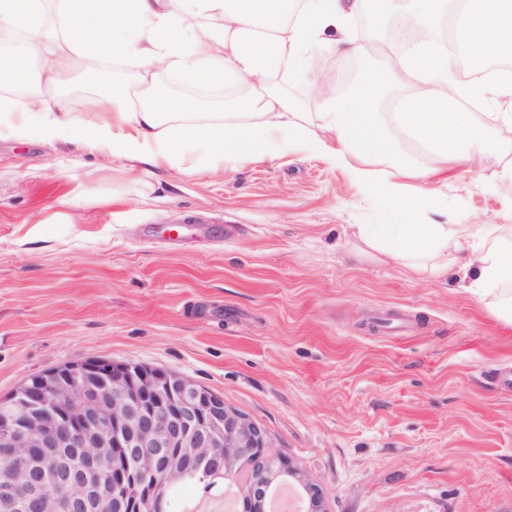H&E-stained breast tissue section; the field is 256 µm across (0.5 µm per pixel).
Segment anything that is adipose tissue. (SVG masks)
Here are the masks:
<instances>
[{
	"instance_id": "obj_1",
	"label": "adipose tissue",
	"mask_w": 512,
	"mask_h": 512,
	"mask_svg": "<svg viewBox=\"0 0 512 512\" xmlns=\"http://www.w3.org/2000/svg\"><path fill=\"white\" fill-rule=\"evenodd\" d=\"M412 0V13L437 22L450 19L464 40L445 45L428 38L411 42L387 66L383 80L403 88L392 116L374 110L370 86L348 101L326 99L318 121L284 99L265 93L271 71L296 72L327 33H339L342 53L362 51L351 23L362 0H56L58 26L38 33L37 0H0V28L28 31L24 55L0 53V138L80 139L113 158L173 170L211 168L227 159L276 157L310 149L345 169L361 188H378L387 221L354 227V252L389 259L423 281L461 275L463 288L504 325L512 326V225L422 224L412 221L435 183H447L476 166L492 167L512 185V140L489 135L491 126L512 128V113L492 124L467 108H449V98L512 97V79L467 84L454 64L512 56V0ZM201 17H220L224 30H197ZM113 57L159 68L189 79L218 84L240 81L255 90L245 112H228L223 122H202L190 102L156 95L134 108L125 91L105 88L99 106L105 120L68 110L49 100L70 55ZM38 91H29L31 81ZM336 134L328 144L323 131ZM421 153L409 151V144ZM381 164L372 179L369 164Z\"/></svg>"
}]
</instances>
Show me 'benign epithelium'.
<instances>
[{
	"label": "benign epithelium",
	"instance_id": "benign-epithelium-1",
	"mask_svg": "<svg viewBox=\"0 0 512 512\" xmlns=\"http://www.w3.org/2000/svg\"><path fill=\"white\" fill-rule=\"evenodd\" d=\"M46 448L40 463L24 452L0 472V512H167L165 491L197 472L235 475L253 462L242 489L247 512H263L286 474L321 512V490L285 458L268 452L265 432L210 390L181 374L91 358L55 367L0 400V444ZM74 448L80 464L56 452ZM28 475L20 490L12 470Z\"/></svg>",
	"mask_w": 512,
	"mask_h": 512
}]
</instances>
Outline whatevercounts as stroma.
<instances>
[{
    "label": "stroma",
    "mask_w": 512,
    "mask_h": 512,
    "mask_svg": "<svg viewBox=\"0 0 512 512\" xmlns=\"http://www.w3.org/2000/svg\"><path fill=\"white\" fill-rule=\"evenodd\" d=\"M343 55L314 47L273 90L320 112ZM124 87H199L122 62ZM414 218L512 224V189L473 169ZM378 197L312 151L184 173L59 141L0 139V399L30 376L105 358L184 375L267 434L324 512H512V328L457 286L357 260ZM181 485L190 512L226 490Z\"/></svg>",
    "instance_id": "35a3bbf8"
}]
</instances>
